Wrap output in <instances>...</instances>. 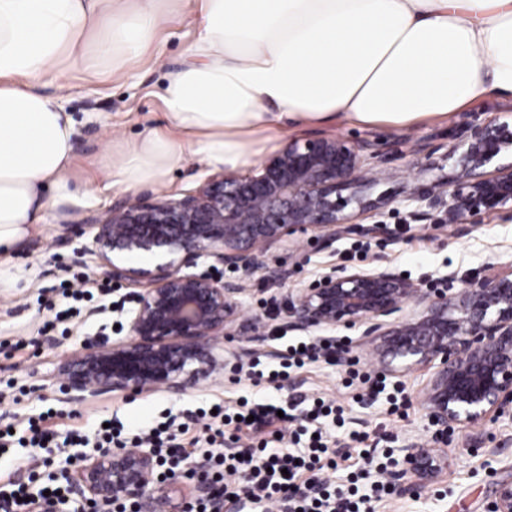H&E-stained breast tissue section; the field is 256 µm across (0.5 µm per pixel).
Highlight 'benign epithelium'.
Returning <instances> with one entry per match:
<instances>
[{
	"label": "benign epithelium",
	"instance_id": "7a95c632",
	"mask_svg": "<svg viewBox=\"0 0 512 512\" xmlns=\"http://www.w3.org/2000/svg\"><path fill=\"white\" fill-rule=\"evenodd\" d=\"M445 156L454 159L452 181L404 196L413 221L473 224L478 215L512 206V123L471 124ZM397 159L368 141L293 140L245 174L215 173L179 197L124 199L103 221L80 226L94 230L83 252L96 258L98 274L137 292L125 312L128 335L85 339L60 363L65 401L159 390L180 395L241 363L248 351L225 354L219 338L231 331L263 339L261 318H243L258 255L309 228L325 241L379 234V223L357 225L351 211L377 209L362 188ZM144 255L153 263L135 266ZM220 266L238 276L213 274ZM407 302L415 307L410 315L403 314ZM278 310L287 331L357 330L387 372L434 368L422 406L438 439L455 425L512 416V269L490 265L450 295L389 268L334 266L287 289ZM447 467L445 452L405 449L402 468L392 475L395 496L415 492L408 475L429 477ZM155 468L151 448H114L86 456L69 476L86 500L120 497L140 512H179L182 500L207 493L202 485L158 483ZM492 512H512V481L498 485Z\"/></svg>",
	"mask_w": 512,
	"mask_h": 512
}]
</instances>
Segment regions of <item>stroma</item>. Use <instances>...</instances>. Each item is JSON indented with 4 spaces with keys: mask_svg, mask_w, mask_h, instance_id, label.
Masks as SVG:
<instances>
[{
    "mask_svg": "<svg viewBox=\"0 0 512 512\" xmlns=\"http://www.w3.org/2000/svg\"><path fill=\"white\" fill-rule=\"evenodd\" d=\"M197 11V0H185L178 15L162 28L156 51L134 64L130 75H116L95 83L78 77L72 80L66 109L75 121V163L79 170L92 172L113 140L134 138L162 122L164 107L158 94L168 72L181 64L194 39ZM476 119L511 121L512 97L487 98L448 118H428L410 128L351 125L342 121L299 131L302 139L340 136L350 141H370L384 151H400L392 176L371 190L372 196L389 199L388 205L376 214L385 231L371 238L340 236L325 249L311 244L309 235L298 233L267 249L260 255V263L285 265L292 283L313 279L330 266L379 264L407 274L414 281L447 276L448 286L455 293L462 291L469 280L481 276L489 265H512V219L506 215L486 218L464 235L455 236L445 224L415 223L402 203L408 188L455 175L451 161L442 153L428 158L412 154L410 141L434 136L444 143L449 135ZM211 172V166L198 157H185L173 169L168 183L153 187L152 192L179 195L199 186ZM124 195V190L113 189L102 195L99 203L67 210L65 219H53L43 225L15 257L14 262L24 271L27 283L22 288H0V424H15L20 418L52 409L74 415L76 424L89 435L104 419L119 420L146 431L170 416L186 421L190 413L216 403L233 409L244 401L287 403L298 395L326 396L343 408L345 422L340 425L325 421L322 431L336 447L354 453L351 466L338 467L336 483H346L350 470L372 468L370 460L357 455L358 444L350 437L352 431L366 433L372 444L388 438L395 450L431 445L434 429L421 404V392L432 376L427 367L391 379L392 384L403 388L409 400L407 414L402 418L390 414L385 395L362 401L366 385H346L345 366L328 357L292 372V385L284 389L251 377L249 367L245 366L239 373H225L223 380L189 389L179 397L159 391L127 399L103 394L78 405L64 402L55 375L66 349L56 346V339L126 336L128 327L121 302L129 290L116 286L108 295L100 291L102 277L79 254L82 246L91 242V235L72 238L65 245L59 244L58 239L66 235L67 225L93 224L104 219L113 203ZM73 277L86 279L93 299L87 302L78 320L44 332L43 324L50 316L48 304L60 303L59 284ZM249 286L245 316L267 320L266 336L257 345L256 353L268 362H278L283 332L268 317V298L274 288L259 274ZM20 340L27 341L25 350H15L14 345ZM484 433V443L473 450L469 443L476 434L475 428H456L445 445L447 470L427 483L419 496L390 497L377 502L375 512H489L497 483L512 478V422L487 426Z\"/></svg>",
    "mask_w": 512,
    "mask_h": 512,
    "instance_id": "obj_1",
    "label": "stroma"
}]
</instances>
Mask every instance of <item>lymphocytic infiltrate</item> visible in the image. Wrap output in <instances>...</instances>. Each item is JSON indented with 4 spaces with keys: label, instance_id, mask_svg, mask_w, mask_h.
<instances>
[{
    "label": "lymphocytic infiltrate",
    "instance_id": "f902f5d3",
    "mask_svg": "<svg viewBox=\"0 0 512 512\" xmlns=\"http://www.w3.org/2000/svg\"><path fill=\"white\" fill-rule=\"evenodd\" d=\"M336 349L335 337H326L316 343L289 344L281 353L278 368L269 370L270 379H278L291 370L301 369L318 360L321 354ZM343 410L335 402L322 397L312 399L300 416L279 413L273 403H260L244 410L239 416L222 415L220 420L205 427L206 463L198 472V479L209 487L208 496L185 503L183 512H224V498L232 477L246 475L254 489L249 498L237 497L233 503L237 512H374L377 501L393 494L390 481L384 476L373 479L352 473L348 486H339L326 476L335 469L336 459L342 456L339 448L329 447L326 440L317 437L316 425L320 420H341ZM53 412L41 413L29 419L22 432L0 428V450L16 445L37 448L42 452V465H53L52 444L56 432ZM295 422L294 440H307L304 454L296 455L280 448L270 447L263 431L279 421ZM189 431L186 423L164 422L149 431L125 427L122 422L98 428L95 435L77 429L69 430L66 437L70 446L86 448H150L158 461L155 478L166 481L181 473V465L190 453L177 437ZM248 439V453L244 456L225 452V441L239 443ZM48 492L50 500L69 505V512H136L128 502L111 500L104 503H80L70 500L71 488L63 482L43 483L41 470H29L26 480L13 478L0 483V512H22L23 498L34 491Z\"/></svg>",
    "mask_w": 512,
    "mask_h": 512
}]
</instances>
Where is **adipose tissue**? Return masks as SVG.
<instances>
[{"label":"adipose tissue","instance_id":"adipose-tissue-1","mask_svg":"<svg viewBox=\"0 0 512 512\" xmlns=\"http://www.w3.org/2000/svg\"><path fill=\"white\" fill-rule=\"evenodd\" d=\"M180 0H0V288L47 207L89 203L72 170V74L126 73ZM166 124L113 143L101 191L166 183L185 155L230 170L272 137L343 120L407 127L512 95V0H200ZM52 76L58 91L37 83Z\"/></svg>","mask_w":512,"mask_h":512}]
</instances>
